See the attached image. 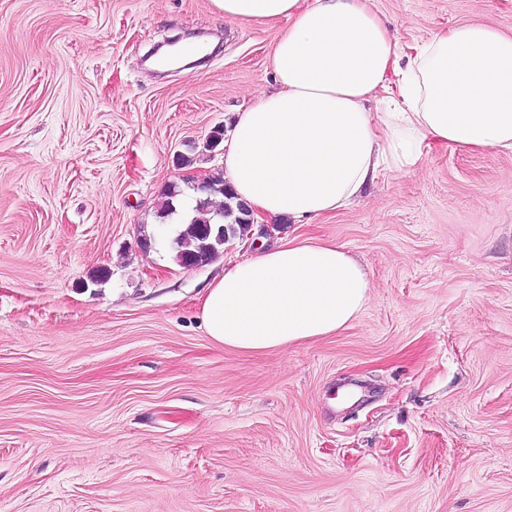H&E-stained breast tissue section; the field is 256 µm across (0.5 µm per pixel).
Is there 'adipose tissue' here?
Segmentation results:
<instances>
[{
	"instance_id": "adipose-tissue-1",
	"label": "adipose tissue",
	"mask_w": 512,
	"mask_h": 512,
	"mask_svg": "<svg viewBox=\"0 0 512 512\" xmlns=\"http://www.w3.org/2000/svg\"><path fill=\"white\" fill-rule=\"evenodd\" d=\"M212 3L228 18L283 25L274 88L238 114L224 155V178L257 221L312 223L433 144L512 154L511 34L466 23L404 59L369 0ZM375 98L383 111L370 110ZM370 288L344 245L294 238L226 269L201 313L213 341L261 353L338 332Z\"/></svg>"
}]
</instances>
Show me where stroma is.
<instances>
[{"instance_id": "1", "label": "stroma", "mask_w": 512, "mask_h": 512, "mask_svg": "<svg viewBox=\"0 0 512 512\" xmlns=\"http://www.w3.org/2000/svg\"><path fill=\"white\" fill-rule=\"evenodd\" d=\"M409 50L512 0H371ZM278 25L211 0H0V512H512V155L434 145L294 237L344 244L370 300L329 336L243 353L164 191L272 89ZM209 38L191 70L145 59Z\"/></svg>"}]
</instances>
